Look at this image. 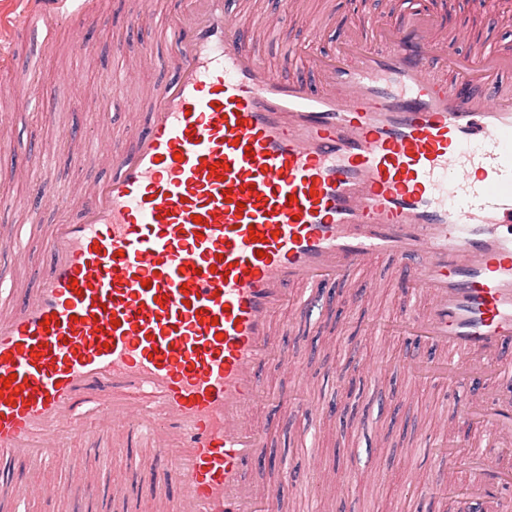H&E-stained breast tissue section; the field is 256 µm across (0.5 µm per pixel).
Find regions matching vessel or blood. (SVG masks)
I'll list each match as a JSON object with an SVG mask.
<instances>
[{
    "label": "vessel or blood",
    "mask_w": 512,
    "mask_h": 512,
    "mask_svg": "<svg viewBox=\"0 0 512 512\" xmlns=\"http://www.w3.org/2000/svg\"><path fill=\"white\" fill-rule=\"evenodd\" d=\"M23 2L0 14L14 43L95 0ZM342 24L313 90L272 75L229 0H181L147 122L77 151L109 175L52 225L35 288L0 275V457L29 464L30 492L90 419L99 459L148 450L155 512H272L244 468L267 442L260 369H299L274 316L357 277L363 308L383 258L398 300L427 296L401 372L468 391L473 496L512 512V45L461 56L424 11Z\"/></svg>",
    "instance_id": "obj_1"
}]
</instances>
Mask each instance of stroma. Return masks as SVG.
<instances>
[{
    "instance_id": "stroma-1",
    "label": "stroma",
    "mask_w": 512,
    "mask_h": 512,
    "mask_svg": "<svg viewBox=\"0 0 512 512\" xmlns=\"http://www.w3.org/2000/svg\"><path fill=\"white\" fill-rule=\"evenodd\" d=\"M308 27L283 32L249 28L259 57L279 78L304 81L318 88L321 77L314 58L330 50L339 31L336 17L359 14L376 19L388 10L436 7L445 30L456 36L455 46L467 51L477 43H512V12L491 19L476 0H305ZM176 0H99L95 12L79 21L93 48L76 53L70 27H62L52 44L29 41L16 52L14 72H0V130L10 149L0 150V227L28 224L20 253L0 247V272L26 267V287H34L48 263L45 237L61 212L52 202L36 199L33 181L39 172L32 162L49 157L54 186L66 196V210L76 211L86 187L109 172L106 161L84 167L73 162L69 145L76 137L106 142L124 137L130 122L144 123L145 111L131 112L126 102L138 99L170 75L169 47L154 38L153 26L169 22ZM148 12L150 26H129L130 16ZM292 65H285L286 55ZM121 82L123 94L114 98L108 113L93 111L97 90L108 81ZM54 88L52 99L39 96L41 87ZM56 114L45 122L44 111ZM284 337L297 361L312 379L311 391L299 390L287 371L263 369L259 377L262 400L252 407L255 424L268 434L263 463L249 464L246 478L280 490V512H444L432 492L410 482L412 474L453 472L456 483H470V447L455 457L435 448L418 446L417 438L432 426L429 410L453 416L464 394L456 388L438 393L430 384L410 382L398 367L406 350L392 330L355 331L344 307L327 297L313 319L301 320ZM349 361L385 363V380L357 378L360 391L355 419L336 410V381L330 368ZM293 393L297 405L276 412L269 400L282 391ZM319 403L321 413L298 411L306 400ZM126 456L99 462L85 447L67 460L44 468L42 481L60 487L57 497L35 494L23 498V512H106L105 490L112 475L129 469ZM100 475L102 494L90 498L88 474Z\"/></svg>"
}]
</instances>
